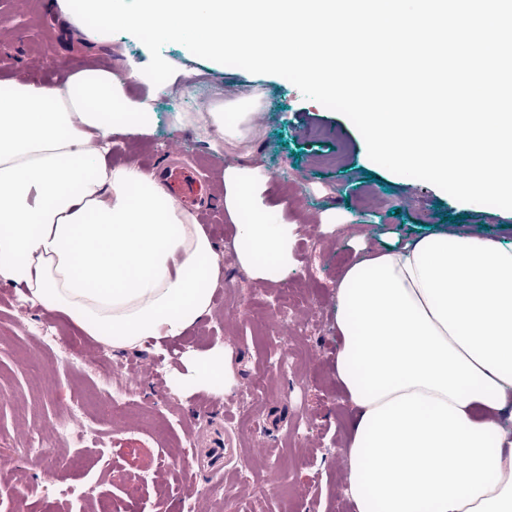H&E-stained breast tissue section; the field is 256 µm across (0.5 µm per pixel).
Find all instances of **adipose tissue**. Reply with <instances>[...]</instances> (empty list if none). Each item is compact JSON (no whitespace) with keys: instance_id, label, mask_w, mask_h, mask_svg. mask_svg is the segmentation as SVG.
Segmentation results:
<instances>
[{"instance_id":"adipose-tissue-1","label":"adipose tissue","mask_w":512,"mask_h":512,"mask_svg":"<svg viewBox=\"0 0 512 512\" xmlns=\"http://www.w3.org/2000/svg\"><path fill=\"white\" fill-rule=\"evenodd\" d=\"M166 59L63 86L0 84V281L115 348L182 337L212 312L224 267L153 173L109 161L152 135ZM146 91L127 94L128 80ZM240 265L285 275L293 225L271 219L248 166L224 171ZM336 378L353 409L355 512H512V242L429 233L362 256L337 291ZM182 383L223 394V343L182 358Z\"/></svg>"}]
</instances>
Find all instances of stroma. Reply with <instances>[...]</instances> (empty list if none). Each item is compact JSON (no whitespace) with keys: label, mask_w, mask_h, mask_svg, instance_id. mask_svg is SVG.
Masks as SVG:
<instances>
[{"label":"stroma","mask_w":512,"mask_h":512,"mask_svg":"<svg viewBox=\"0 0 512 512\" xmlns=\"http://www.w3.org/2000/svg\"><path fill=\"white\" fill-rule=\"evenodd\" d=\"M162 54L200 83L180 80L158 94L152 136L122 138L116 164L158 165L179 138L185 160L224 188L229 166L258 169L266 204L294 227V264L277 281L241 267L227 217L205 230L223 256L224 281L210 317L167 351L110 348L58 313L16 311L17 286L0 282V507L7 512H354L345 493L352 408L335 373L337 286L363 253L433 231L512 241V211L458 201L436 186L373 162L344 115L303 97L289 80L194 56L169 43ZM103 60L120 71L149 61L143 43L116 33L85 43L48 0H0V81L55 82L57 59ZM259 95L263 122L244 141L212 149L178 112L215 103L244 112ZM50 326L52 338L41 335ZM223 342L233 384L223 395L182 388V356ZM120 364L103 382L97 364ZM147 361L153 371L133 378ZM123 390L120 408L110 393ZM102 431L95 446L55 437L63 408ZM223 426L235 449L230 476L203 468L192 435Z\"/></svg>","instance_id":"stroma-1"}]
</instances>
